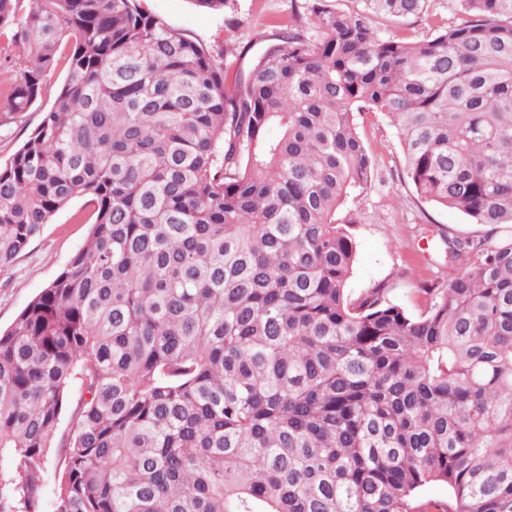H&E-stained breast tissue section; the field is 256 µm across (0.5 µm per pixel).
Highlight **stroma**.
Returning a JSON list of instances; mask_svg holds the SVG:
<instances>
[{
	"label": "stroma",
	"instance_id": "1",
	"mask_svg": "<svg viewBox=\"0 0 512 512\" xmlns=\"http://www.w3.org/2000/svg\"><path fill=\"white\" fill-rule=\"evenodd\" d=\"M148 9L166 18L176 29L203 42L214 54L227 46L235 53L227 57L229 75L247 72L253 58L274 39L278 27L296 25L309 35L313 17L303 0H228L223 12L196 7L192 0H147ZM429 18L401 21L380 19L378 28L387 36L428 34L430 21H453L451 0H429ZM67 74L58 64L46 79L41 99L25 117L24 128L0 137V162H5L48 112ZM362 140L372 159L374 175L363 190L350 196L336 214L349 224L357 244V259L348 288L363 293L387 281L394 289L389 299L410 313L425 310L426 298L419 293L421 281L447 276L445 247L438 233L455 236L482 234L481 225L464 214L438 208L418 197L409 183L399 135L389 118L378 112L357 115ZM83 200H75L57 213L41 235L8 268L0 269V327H8L18 313L61 272L88 237L89 227L78 221Z\"/></svg>",
	"mask_w": 512,
	"mask_h": 512
}]
</instances>
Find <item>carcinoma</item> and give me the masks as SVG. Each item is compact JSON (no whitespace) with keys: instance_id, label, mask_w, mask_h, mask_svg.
<instances>
[{"instance_id":"obj_1","label":"carcinoma","mask_w":512,"mask_h":512,"mask_svg":"<svg viewBox=\"0 0 512 512\" xmlns=\"http://www.w3.org/2000/svg\"><path fill=\"white\" fill-rule=\"evenodd\" d=\"M358 2L309 0L318 35L229 91L142 0H0V129L68 65L0 163V268L76 199L91 225L0 329V512H40L51 457L54 512H512V0H455L418 38L377 19L429 0ZM361 112L420 198L487 228L446 237L458 273L420 314L347 291ZM434 483L448 501L420 503ZM2 34V35H1ZM15 49L10 44V32L0 31V83L15 76L16 67L13 66ZM67 74L64 60H61L54 71H52L46 79V87L43 91L41 99L26 114L25 127L13 128L9 135L4 138L0 137V162L4 163L9 156L19 147L25 139L28 132L33 130L42 120L45 112H48L54 102L56 94L62 86ZM27 129V133L23 132Z\"/></svg>"}]
</instances>
